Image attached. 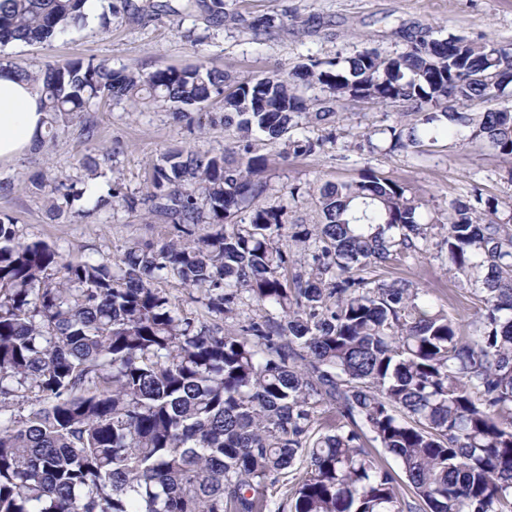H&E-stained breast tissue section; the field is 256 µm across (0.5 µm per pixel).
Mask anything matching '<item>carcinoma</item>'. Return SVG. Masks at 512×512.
<instances>
[{
    "instance_id": "carcinoma-1",
    "label": "carcinoma",
    "mask_w": 512,
    "mask_h": 512,
    "mask_svg": "<svg viewBox=\"0 0 512 512\" xmlns=\"http://www.w3.org/2000/svg\"><path fill=\"white\" fill-rule=\"evenodd\" d=\"M182 10L240 22L224 0ZM88 17V0H0V45L48 44ZM13 70L40 85L52 139L112 99L167 104L179 123L216 104L239 140L165 152L139 197L109 185L128 211L181 233L135 243L115 270L22 242L0 218V512H269V489L298 462L290 512H405L372 447L429 512H512V214L479 194L440 225L449 272L484 304L467 333L422 289L376 278L434 228L405 186L373 172L327 182L311 194L320 223L292 233L287 206L259 204L268 159L252 142L281 141L285 161L311 155L325 140L304 125L393 101L407 123L383 130L391 150L479 140L512 165V106L459 111L512 83L511 48L450 34L244 79L203 62ZM36 187L52 217L71 213L64 181ZM200 224L212 232L196 238ZM298 253L311 262L294 271ZM169 276L201 293L212 324L153 287ZM247 302L280 316L224 332ZM320 405L346 424L316 428Z\"/></svg>"
}]
</instances>
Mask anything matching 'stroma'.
<instances>
[{"label": "stroma", "instance_id": "obj_1", "mask_svg": "<svg viewBox=\"0 0 512 512\" xmlns=\"http://www.w3.org/2000/svg\"><path fill=\"white\" fill-rule=\"evenodd\" d=\"M133 2L140 7L153 3L157 9L143 18L121 13L104 25L97 0H91L86 24L71 27L48 45L7 46L0 50V64L38 70L90 59L115 69H147L203 61L245 78L271 69L285 73L311 58L325 61L366 47L393 55L410 41L451 33L512 46V0H224L226 10L242 19L235 26H217L198 13L178 12L179 0ZM269 15L275 18L271 34L254 36L249 22ZM400 111L390 102L347 107L339 123L307 128L309 137L325 139L323 150L285 162L278 156L281 142L260 141L261 153L270 160L262 206H287L293 230L301 231L319 221L309 191L372 171L425 201L427 221H447L455 201L470 200L477 192L497 200L502 211L512 210L511 167L483 142L443 139L390 150L384 130L395 125ZM87 124L94 128L90 140L83 134ZM235 141V131L221 125L174 121L163 104L137 110L126 101H106L94 111L72 116L57 138L42 136L37 146L0 167V182L12 186L10 193H0V217L12 218L22 241L45 242L70 261L112 265L133 243L165 242L174 229L120 206L99 205L109 184L119 183L125 194L141 195L152 163L165 150L220 153L232 149ZM90 156L99 163L97 193L74 202L79 217L64 223L52 220L36 182L58 177L83 183V163ZM442 238V230L434 229L419 254L383 271L382 277L406 279L426 291L434 307L449 317L476 323L481 304L471 287L449 273Z\"/></svg>", "mask_w": 512, "mask_h": 512}]
</instances>
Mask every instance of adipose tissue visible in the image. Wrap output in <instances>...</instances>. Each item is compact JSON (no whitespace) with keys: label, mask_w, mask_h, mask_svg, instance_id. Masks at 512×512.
Here are the masks:
<instances>
[{"label":"adipose tissue","mask_w":512,"mask_h":512,"mask_svg":"<svg viewBox=\"0 0 512 512\" xmlns=\"http://www.w3.org/2000/svg\"><path fill=\"white\" fill-rule=\"evenodd\" d=\"M46 118L38 88L13 69L0 67V165L13 162L41 139Z\"/></svg>","instance_id":"ef3b65f1"}]
</instances>
